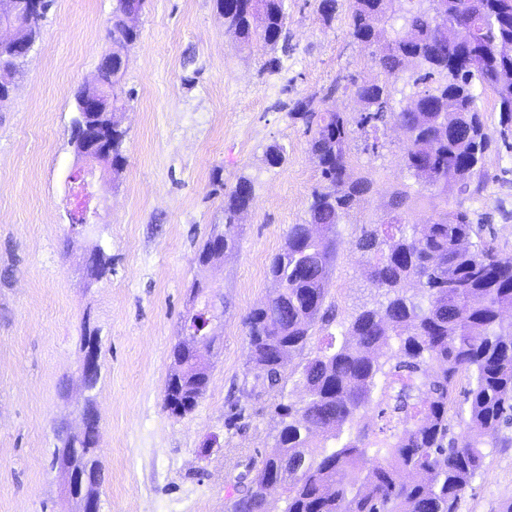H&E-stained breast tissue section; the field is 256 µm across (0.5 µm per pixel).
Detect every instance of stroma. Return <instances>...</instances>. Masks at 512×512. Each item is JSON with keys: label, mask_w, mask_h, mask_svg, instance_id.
<instances>
[{"label": "stroma", "mask_w": 512, "mask_h": 512, "mask_svg": "<svg viewBox=\"0 0 512 512\" xmlns=\"http://www.w3.org/2000/svg\"><path fill=\"white\" fill-rule=\"evenodd\" d=\"M318 4L288 0V49L273 74L268 47L226 35L217 0H145L119 90L127 162L117 174L97 164L100 219L80 235L69 230L84 166L71 144L74 94L111 45L115 0H53L40 20L0 102V512H70L51 453L58 434L82 430L88 401L98 417L101 512H224L231 482L274 443L275 405L304 402V355L287 362L279 385H257L244 324L271 294L270 261L289 227L308 221L320 183L310 136L288 106L311 97L357 115L349 78L379 74L371 49L349 35L350 0H337L328 24ZM377 138L373 152L364 133L350 144V171L373 190L339 227L326 297L337 323L312 328V352L340 343L338 323L370 301L358 240L363 227L387 221L397 189L412 195L407 221L464 210L484 241L512 253V153L490 150L479 192L441 197L407 175L404 130L389 126ZM274 145L284 159L272 166L265 153ZM243 176L254 192L239 244L200 267L199 249L224 221V194ZM99 248L112 271L91 283L83 267ZM199 281L223 293L224 323L204 394L174 415L163 406L171 349ZM86 319L100 347L92 389L79 372ZM496 441L458 512H500L512 500V426Z\"/></svg>", "instance_id": "stroma-1"}]
</instances>
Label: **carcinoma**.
<instances>
[{
	"label": "carcinoma",
	"instance_id": "1",
	"mask_svg": "<svg viewBox=\"0 0 512 512\" xmlns=\"http://www.w3.org/2000/svg\"><path fill=\"white\" fill-rule=\"evenodd\" d=\"M390 0H351L350 35L372 49L383 79H349L359 117L314 100H298L291 114L312 134L310 152L321 183L312 191L309 221L288 229L270 262L275 285L245 319L254 380L274 386L292 356L302 353L316 323L332 325L325 306L335 237L343 217L372 190L354 178L348 148L356 131L395 124L408 134L405 167L439 195L481 187L488 179L486 132L479 101L491 92L500 114L503 146L512 152V0H408L400 15ZM144 0H117L112 42L129 47L138 33L120 16ZM225 34L270 49L286 37V0H217ZM477 14L459 41L458 20ZM416 59L411 92L391 105V79ZM126 59L103 60L94 93L117 100ZM253 198L242 177L224 195V250L240 236L237 217ZM406 191L388 203V227L365 230L368 281L379 299L344 327V341L320 350L302 366V406L275 407L279 431L271 448L232 484L227 512H270L268 491L281 490L280 512H458L459 501L483 467L501 427L512 425V254L479 239L469 214L445 210L417 224L402 223ZM416 292L408 293L407 285ZM203 354L180 349L170 372L164 408L183 414L207 387L197 376ZM466 378L463 430L452 431L459 377ZM97 439L74 455L82 469L99 471Z\"/></svg>",
	"mask_w": 512,
	"mask_h": 512
}]
</instances>
